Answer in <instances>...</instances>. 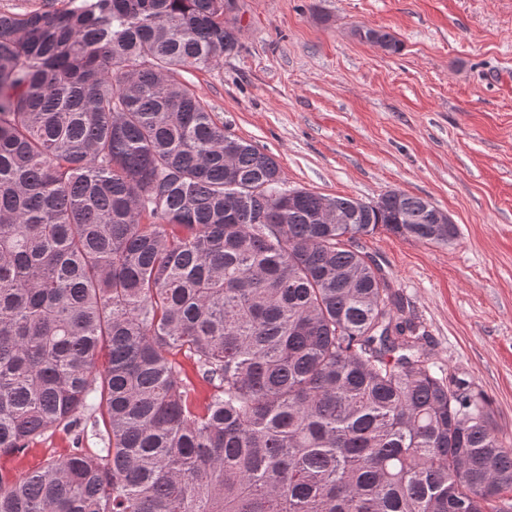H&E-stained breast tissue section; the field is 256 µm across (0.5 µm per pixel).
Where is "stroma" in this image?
Returning a JSON list of instances; mask_svg holds the SVG:
<instances>
[{"label": "stroma", "mask_w": 512, "mask_h": 512, "mask_svg": "<svg viewBox=\"0 0 512 512\" xmlns=\"http://www.w3.org/2000/svg\"><path fill=\"white\" fill-rule=\"evenodd\" d=\"M240 45L186 78L289 187L368 200L402 190L447 211L448 245L365 237L425 329L512 437V0H236ZM400 43L389 53L355 36ZM72 436L0 465L25 475Z\"/></svg>", "instance_id": "35a3bbf8"}]
</instances>
